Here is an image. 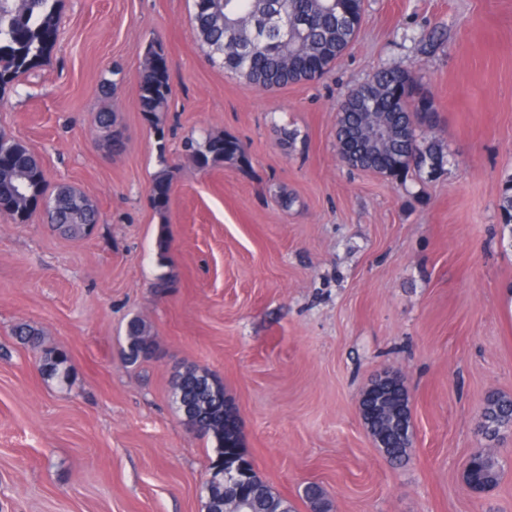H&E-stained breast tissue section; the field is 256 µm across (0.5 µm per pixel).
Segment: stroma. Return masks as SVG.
Wrapping results in <instances>:
<instances>
[{
	"instance_id": "obj_1",
	"label": "stroma",
	"mask_w": 512,
	"mask_h": 512,
	"mask_svg": "<svg viewBox=\"0 0 512 512\" xmlns=\"http://www.w3.org/2000/svg\"><path fill=\"white\" fill-rule=\"evenodd\" d=\"M57 9L50 56L0 92V134L38 155L49 185L88 195L99 222L71 240L43 211L0 214V512H204L214 451L172 403L188 367L223 385L245 453L296 512H311L312 483L331 512H512V431L480 430L485 397L512 396V0H365L327 74L269 90L209 60L193 0ZM156 39L173 90L157 128L138 102ZM383 67L414 70L431 97L441 174L400 183L340 160L336 109ZM112 111L118 152L95 123ZM207 131L238 138L250 167L198 170L183 142ZM168 165L161 215L150 185ZM135 316L155 346L131 365ZM22 323L67 355L70 386L40 375ZM387 371L412 405L400 465L358 414ZM478 448L505 462L482 494L463 483Z\"/></svg>"
}]
</instances>
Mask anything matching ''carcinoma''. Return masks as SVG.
<instances>
[{
  "instance_id": "1",
  "label": "carcinoma",
  "mask_w": 512,
  "mask_h": 512,
  "mask_svg": "<svg viewBox=\"0 0 512 512\" xmlns=\"http://www.w3.org/2000/svg\"><path fill=\"white\" fill-rule=\"evenodd\" d=\"M58 0H0V90L20 75L39 65L59 39ZM282 16L305 19L304 25L288 26V33L265 31L266 17L273 5ZM364 14V0H194L193 30L206 47L210 60L225 71L246 78L251 84L273 89L309 82L334 66L355 41ZM172 94L167 56L162 43L152 41L145 52L138 83L140 111L146 120L159 126V116L168 110ZM389 125L391 134L382 147L360 154L353 167L399 180L410 171L443 168L439 139L425 138L421 132H435L438 120L432 100L418 87L412 72L404 68H381L365 83L353 88L336 115V137L354 146L367 138L379 124ZM184 152L199 170L229 164L241 170L250 160L241 141L223 132H206L184 142ZM173 171L165 168L152 179L150 197L155 210L165 215L170 201ZM47 191L41 164L22 141L0 135V213L23 224L30 216L26 193ZM52 194L55 208L50 223L67 238L88 236V225L98 221V210L81 191L59 184ZM501 218L512 232V175L501 190ZM154 350L145 321L131 318L126 327V347L122 356L131 364L148 359ZM40 373L64 383L68 380L67 358L52 350H42ZM396 419L374 415L366 422L373 439L384 444L382 452L394 463L409 457L411 439L399 434L410 427L409 398L403 384L393 390ZM173 404L178 413L193 407L185 424L195 435L211 440L215 459L226 449L238 450V459L247 465L251 483L258 494L253 512H280L283 499L274 494L257 475L252 460L242 448L238 413L224 410V387L210 380L206 371L188 367L177 375ZM512 428V397L493 393L486 399L481 431L496 439ZM503 461L492 450L470 457L464 480L483 489L495 486ZM206 512L224 504V483L210 480L206 485ZM306 496L313 512H328L323 490L312 485Z\"/></svg>"
}]
</instances>
